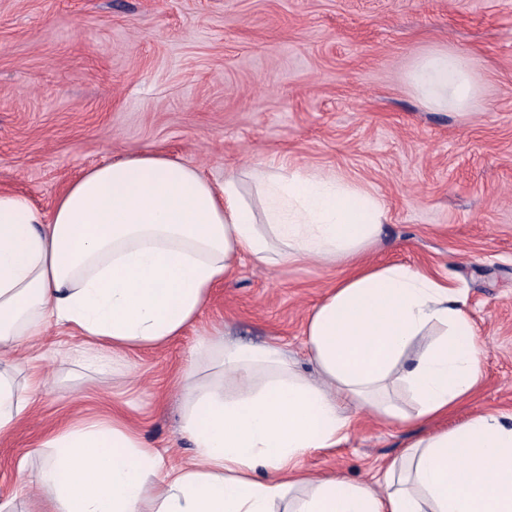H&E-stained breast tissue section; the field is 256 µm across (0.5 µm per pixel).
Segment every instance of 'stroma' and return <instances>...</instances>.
<instances>
[{"label": "stroma", "instance_id": "1", "mask_svg": "<svg viewBox=\"0 0 512 512\" xmlns=\"http://www.w3.org/2000/svg\"><path fill=\"white\" fill-rule=\"evenodd\" d=\"M447 49L479 92L465 111L427 107L407 73ZM159 152L215 183L246 165L337 175L384 202L365 260L453 278L482 350V382L449 415L512 412V0H0V188L48 212L90 166ZM345 263L249 262L217 284L198 320L113 372L66 350L48 328L28 419L0 440V500L19 496L17 466L39 467L49 431L121 411L169 465L181 434L176 376L201 337L275 343L308 379L310 311ZM414 429L363 414L340 447L310 455L315 473L372 480Z\"/></svg>", "mask_w": 512, "mask_h": 512}]
</instances>
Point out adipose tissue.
<instances>
[{
	"label": "adipose tissue",
	"instance_id": "adipose-tissue-1",
	"mask_svg": "<svg viewBox=\"0 0 512 512\" xmlns=\"http://www.w3.org/2000/svg\"><path fill=\"white\" fill-rule=\"evenodd\" d=\"M408 79L437 111L477 93L445 50L419 56ZM385 219L375 194L333 174L256 166L216 185L160 153L87 169L47 215L0 191V438L26 419L27 386L43 383L19 385L7 365L47 326L80 336L103 371L105 351L180 336L241 261L356 266L307 318L319 381L280 346L203 337L178 380L191 459L166 466L121 414L78 419L49 435L36 470L19 464L31 512H512V414L437 426L482 379L466 299L406 265H359ZM362 411L423 432L372 483L307 471L305 457L345 443Z\"/></svg>",
	"mask_w": 512,
	"mask_h": 512
}]
</instances>
